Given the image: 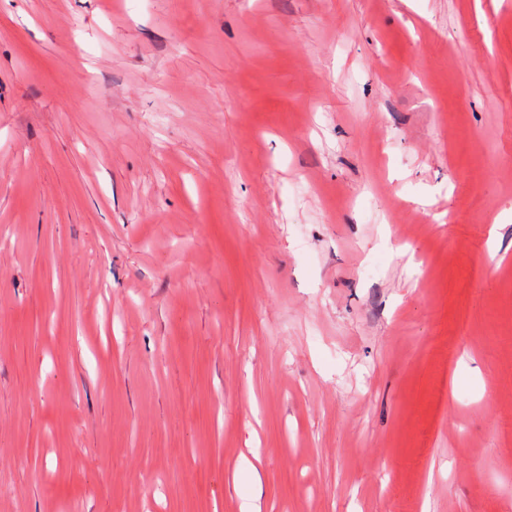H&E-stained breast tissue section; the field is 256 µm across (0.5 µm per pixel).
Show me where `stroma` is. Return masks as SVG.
<instances>
[{
  "label": "stroma",
  "instance_id": "35a3bbf8",
  "mask_svg": "<svg viewBox=\"0 0 512 512\" xmlns=\"http://www.w3.org/2000/svg\"><path fill=\"white\" fill-rule=\"evenodd\" d=\"M0 233V512H512V0H0Z\"/></svg>",
  "mask_w": 512,
  "mask_h": 512
}]
</instances>
